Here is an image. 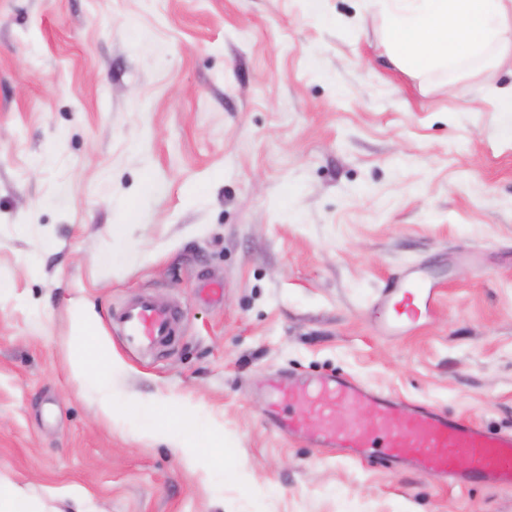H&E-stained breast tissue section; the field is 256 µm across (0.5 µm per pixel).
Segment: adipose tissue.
Returning a JSON list of instances; mask_svg holds the SVG:
<instances>
[{
	"label": "adipose tissue",
	"instance_id": "obj_1",
	"mask_svg": "<svg viewBox=\"0 0 512 512\" xmlns=\"http://www.w3.org/2000/svg\"><path fill=\"white\" fill-rule=\"evenodd\" d=\"M393 62L455 72L512 58V0H378Z\"/></svg>",
	"mask_w": 512,
	"mask_h": 512
}]
</instances>
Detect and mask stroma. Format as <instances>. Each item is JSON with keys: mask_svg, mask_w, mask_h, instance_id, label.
<instances>
[{"mask_svg": "<svg viewBox=\"0 0 512 512\" xmlns=\"http://www.w3.org/2000/svg\"><path fill=\"white\" fill-rule=\"evenodd\" d=\"M511 81L399 68L372 0H0V478L85 512H512L261 410L270 374L336 373L512 431ZM116 224L139 259L105 269ZM413 270L435 302L391 330ZM138 293L184 313L165 355L112 325ZM83 304L110 420L69 367Z\"/></svg>", "mask_w": 512, "mask_h": 512, "instance_id": "obj_1", "label": "stroma"}]
</instances>
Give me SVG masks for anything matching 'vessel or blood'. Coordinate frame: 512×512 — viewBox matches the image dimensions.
Returning a JSON list of instances; mask_svg holds the SVG:
<instances>
[{"instance_id":"1","label":"vessel or blood","mask_w":512,"mask_h":512,"mask_svg":"<svg viewBox=\"0 0 512 512\" xmlns=\"http://www.w3.org/2000/svg\"><path fill=\"white\" fill-rule=\"evenodd\" d=\"M434 295V285L416 278L393 282L384 297L389 325L398 329L416 321ZM181 318L176 307L156 303L147 294L112 310L113 325L135 350L171 346ZM366 405L372 408L371 418L357 423L355 415ZM265 411L280 430H310L318 448L360 453L378 446L387 457L410 461L426 475L453 474L464 459L470 465L469 479L512 482V432H491L431 409L410 407L345 377L308 379L288 390L271 386Z\"/></svg>"}]
</instances>
